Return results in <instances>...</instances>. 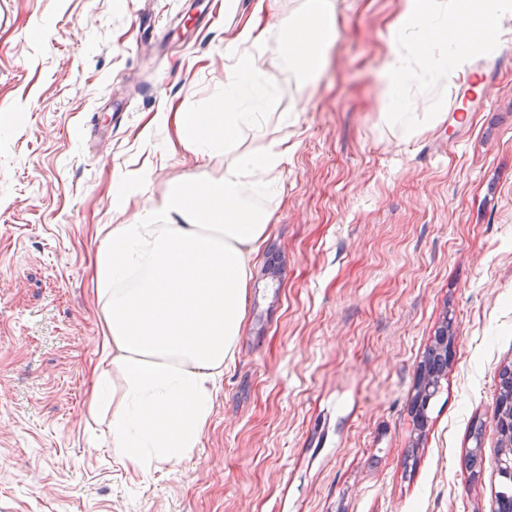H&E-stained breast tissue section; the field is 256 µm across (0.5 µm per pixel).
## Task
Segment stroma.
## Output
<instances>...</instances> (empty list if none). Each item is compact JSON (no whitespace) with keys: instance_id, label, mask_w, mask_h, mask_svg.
Returning <instances> with one entry per match:
<instances>
[{"instance_id":"stroma-1","label":"stroma","mask_w":512,"mask_h":512,"mask_svg":"<svg viewBox=\"0 0 512 512\" xmlns=\"http://www.w3.org/2000/svg\"><path fill=\"white\" fill-rule=\"evenodd\" d=\"M183 0H0V512H494L492 425L512 365V42L409 140L382 130L379 81L400 0H336L307 104L279 73L267 138L284 164L253 255L234 359L191 456L146 474L88 413L101 351L91 264L113 193L145 208L220 178L161 118L209 110L224 42ZM454 354L424 429L419 364ZM478 452L481 470L469 469Z\"/></svg>"}]
</instances>
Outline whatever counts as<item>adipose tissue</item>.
<instances>
[{"label":"adipose tissue","mask_w":512,"mask_h":512,"mask_svg":"<svg viewBox=\"0 0 512 512\" xmlns=\"http://www.w3.org/2000/svg\"><path fill=\"white\" fill-rule=\"evenodd\" d=\"M268 7L256 0L253 19L224 43L219 111L175 115L178 139L196 157L231 151L223 178L174 187L133 222L111 225L95 254L102 346L88 411L109 414L112 451L136 473L176 464L199 446L234 355L249 261L271 217L262 203L278 196L292 150L284 139L256 151H235V143L243 130L262 133L280 65L297 73L295 91L304 93L336 35L333 0H302L272 22ZM272 39L278 58L267 63Z\"/></svg>","instance_id":"obj_1"}]
</instances>
